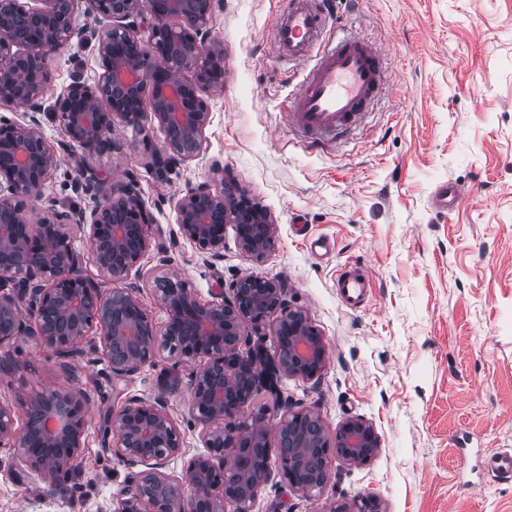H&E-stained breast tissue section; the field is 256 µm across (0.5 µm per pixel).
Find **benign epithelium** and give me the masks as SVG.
<instances>
[{"label":"benign epithelium","mask_w":512,"mask_h":512,"mask_svg":"<svg viewBox=\"0 0 512 512\" xmlns=\"http://www.w3.org/2000/svg\"><path fill=\"white\" fill-rule=\"evenodd\" d=\"M142 0H0V101L23 108L20 117L0 116V348L30 336L73 359L101 354L112 376H130L167 355L180 364L206 361L191 375L189 412L200 427L206 452L187 460L184 478L166 473L170 458L186 453L183 436L162 398H131L110 416L109 451L131 469L111 496L112 512H253L258 493L274 476L305 497L319 495L333 457L347 465L368 463L380 450L373 427L347 420L331 435L320 416L284 405L273 448L260 426L264 413L240 420L255 392L281 395L283 376L311 380L320 375L327 346L306 314L291 308L284 285L257 275L238 280L218 304L196 301L175 273L158 281L166 311L156 324L146 313L137 287H104L124 280L149 249L152 213L131 183L110 185L82 174L73 190L91 206L61 213L45 195L61 163L43 129V94L51 82V56L77 34L97 40L101 73L95 85L75 71L58 94L52 115L72 144L87 154L112 145L114 120L133 127L149 117L169 134L159 165L194 160L205 151L209 112L204 95L224 88V48L207 42L206 26L219 0H148L149 44L138 37ZM94 25L77 31L80 5ZM179 20L173 25L170 20ZM151 112H146L145 102ZM219 185L189 190L177 203L182 235L213 259L223 257L226 225L240 248L256 260L275 245L270 213L245 192L224 195ZM42 210L37 221L27 205ZM87 231L101 280L83 270L70 227ZM258 334L272 325L274 353ZM100 334L91 335L93 327ZM0 402V447L13 450L18 466L49 483L67 475L85 447L88 421L84 396L44 391L29 401L24 427ZM338 512H382L380 501L359 496Z\"/></svg>","instance_id":"benign-epithelium-1"}]
</instances>
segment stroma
<instances>
[{"label": "stroma", "mask_w": 512, "mask_h": 512, "mask_svg": "<svg viewBox=\"0 0 512 512\" xmlns=\"http://www.w3.org/2000/svg\"><path fill=\"white\" fill-rule=\"evenodd\" d=\"M281 7L221 0L210 19L209 38L224 47V92L207 100L200 158L154 166L150 151L165 142L156 122L137 131L118 120L110 149L62 152L46 193L67 212L89 205L71 190L82 167L110 184L136 180L155 222L135 283L155 323L166 318L155 293L166 269L203 304L253 274L285 284L291 307L323 336L321 375L282 378L283 398L332 432L363 419L381 451L358 467L332 461L316 497L273 479L254 512H334L361 495L385 512H512V479L487 468L493 454L512 453V0H332L329 34L379 45L394 87L361 127L317 149L289 122L288 102L313 62L275 47ZM49 67L46 102L72 71L95 83V42L73 38ZM216 164L277 226L263 260L240 249L233 228L220 261L179 232V199L212 183ZM449 181L463 201L445 211L434 197ZM347 263L368 282L358 307L336 288ZM1 360L11 366L0 373L1 402L21 411L39 392L76 385L89 426L82 456L55 488L0 448V512H103L129 474L105 448L106 415L130 397L165 399L186 445L169 475L182 477L187 455L203 450L188 367L161 357L116 381L102 356L69 365L28 337L0 348Z\"/></svg>", "instance_id": "1"}]
</instances>
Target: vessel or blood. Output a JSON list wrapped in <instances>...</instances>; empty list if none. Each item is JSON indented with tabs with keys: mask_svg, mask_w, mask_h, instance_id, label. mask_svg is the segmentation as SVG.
Wrapping results in <instances>:
<instances>
[{
	"mask_svg": "<svg viewBox=\"0 0 512 512\" xmlns=\"http://www.w3.org/2000/svg\"><path fill=\"white\" fill-rule=\"evenodd\" d=\"M324 19L318 0H285L272 33L274 45L286 56L314 61L289 104L295 130L314 146L330 143L337 132L358 128L372 101L394 86L385 68V51L364 37L320 50ZM336 286L350 304L366 296L365 279L354 267L342 269Z\"/></svg>",
	"mask_w": 512,
	"mask_h": 512,
	"instance_id": "b4317fda",
	"label": "vessel or blood"
}]
</instances>
